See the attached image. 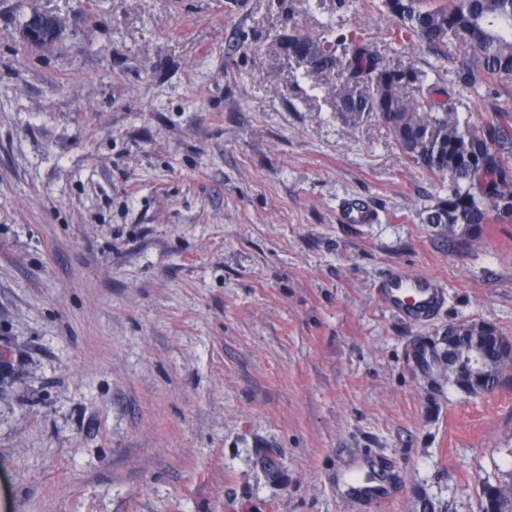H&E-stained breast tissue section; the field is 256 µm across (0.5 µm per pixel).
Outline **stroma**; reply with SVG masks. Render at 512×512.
Instances as JSON below:
<instances>
[{"label":"stroma","instance_id":"obj_1","mask_svg":"<svg viewBox=\"0 0 512 512\" xmlns=\"http://www.w3.org/2000/svg\"><path fill=\"white\" fill-rule=\"evenodd\" d=\"M379 3L0 0V512H479L512 470V368L467 396L417 354L459 322L512 338V219L426 223L447 178L286 50L385 51ZM36 8L64 25L42 49ZM387 59L512 138V81L459 90L414 38ZM393 270L443 281L440 314L388 313ZM369 453L401 480L370 508L336 485ZM63 35V25L55 13L47 10L34 9L23 26L22 37L32 42L38 37L39 42L51 45Z\"/></svg>","mask_w":512,"mask_h":512}]
</instances>
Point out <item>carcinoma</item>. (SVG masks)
Listing matches in <instances>:
<instances>
[{"instance_id": "1", "label": "carcinoma", "mask_w": 512, "mask_h": 512, "mask_svg": "<svg viewBox=\"0 0 512 512\" xmlns=\"http://www.w3.org/2000/svg\"><path fill=\"white\" fill-rule=\"evenodd\" d=\"M382 7L431 49L457 40L463 84L482 76L512 80V0H448L430 7L420 0H382ZM288 56L316 70L340 73L337 111L352 122L366 112L376 113L404 153L448 177V196L427 212L426 223L446 224L453 236L477 239L491 214L512 218V158L506 142L448 119L445 102H433L420 115L418 99L432 97L434 87L413 67H395L369 44L348 43L326 32L288 38ZM481 335L501 350L502 364L472 388L493 391L502 368L512 365V339L493 325ZM480 512H512V471L482 486Z\"/></svg>"}]
</instances>
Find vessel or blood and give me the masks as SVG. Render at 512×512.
Segmentation results:
<instances>
[{
  "label": "vessel or blood",
  "instance_id": "vessel-or-blood-1",
  "mask_svg": "<svg viewBox=\"0 0 512 512\" xmlns=\"http://www.w3.org/2000/svg\"><path fill=\"white\" fill-rule=\"evenodd\" d=\"M376 293L385 309L410 323H426L433 320L445 307L447 289L430 276L394 271L376 286ZM350 494L372 503L388 501L394 491L392 482H372L360 471L343 473L340 477Z\"/></svg>",
  "mask_w": 512,
  "mask_h": 512
}]
</instances>
